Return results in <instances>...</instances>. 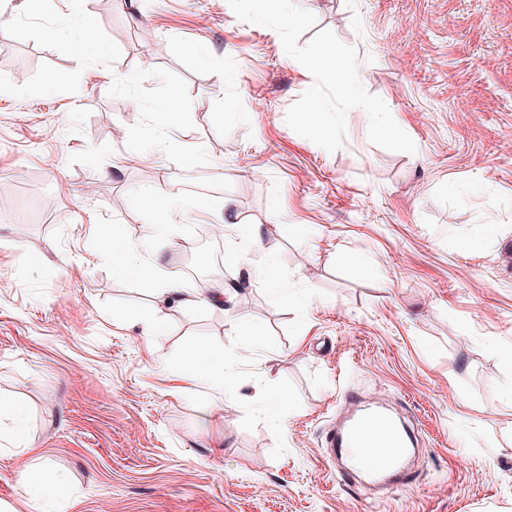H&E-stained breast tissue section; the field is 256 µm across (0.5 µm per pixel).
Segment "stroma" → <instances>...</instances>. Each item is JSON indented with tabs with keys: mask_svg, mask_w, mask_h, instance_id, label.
Masks as SVG:
<instances>
[{
	"mask_svg": "<svg viewBox=\"0 0 512 512\" xmlns=\"http://www.w3.org/2000/svg\"><path fill=\"white\" fill-rule=\"evenodd\" d=\"M296 3L315 17L299 45L357 47L415 153L364 118L333 153L295 133L309 71L228 0H0V394L26 413L0 437V512H39L20 482L45 462L68 477L59 512H512V0ZM86 17L117 56L78 57ZM148 171L187 205L158 239ZM223 207L220 306L96 248L117 231L193 288L200 213ZM201 336L237 389L207 420L205 386L171 371ZM346 388L412 419L416 485L380 500L326 462ZM163 291L171 294L177 298V300H185L186 302L197 305H219L223 302L224 297L222 290L215 291L212 288H193L192 291L186 293L185 288H179L177 284H170L168 288H164ZM183 293L186 294V296H184Z\"/></svg>",
	"mask_w": 512,
	"mask_h": 512,
	"instance_id": "35a3bbf8",
	"label": "stroma"
}]
</instances>
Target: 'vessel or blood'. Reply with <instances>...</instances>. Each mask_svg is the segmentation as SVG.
<instances>
[{
  "label": "vessel or blood",
  "instance_id": "b4317fda",
  "mask_svg": "<svg viewBox=\"0 0 512 512\" xmlns=\"http://www.w3.org/2000/svg\"><path fill=\"white\" fill-rule=\"evenodd\" d=\"M343 398L345 406L352 410L351 416L324 435L331 456L345 460L339 471L341 481L350 484L366 474L396 489L416 483L414 471L401 463L412 442L411 428L384 412L363 408L358 392L345 391Z\"/></svg>",
  "mask_w": 512,
  "mask_h": 512
}]
</instances>
